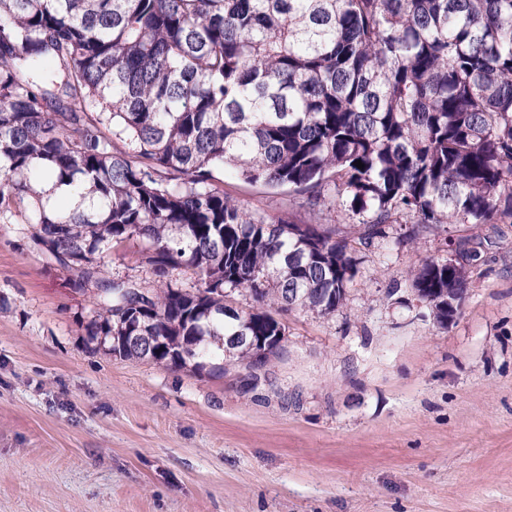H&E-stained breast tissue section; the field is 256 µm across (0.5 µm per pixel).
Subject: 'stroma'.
Returning <instances> with one entry per match:
<instances>
[{
  "label": "stroma",
  "mask_w": 512,
  "mask_h": 512,
  "mask_svg": "<svg viewBox=\"0 0 512 512\" xmlns=\"http://www.w3.org/2000/svg\"><path fill=\"white\" fill-rule=\"evenodd\" d=\"M219 189L266 221L352 223L341 201L247 184ZM371 245L333 314L283 315L264 379L225 362L198 375L112 355L91 337L92 292L0 220V512H512V223ZM459 255L466 298L440 325L410 288ZM138 243L103 275L150 289Z\"/></svg>",
  "instance_id": "35a3bbf8"
}]
</instances>
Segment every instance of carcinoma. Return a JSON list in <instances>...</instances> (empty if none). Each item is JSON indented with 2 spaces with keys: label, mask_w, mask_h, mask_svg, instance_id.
I'll return each instance as SVG.
<instances>
[{
  "label": "carcinoma",
  "mask_w": 512,
  "mask_h": 512,
  "mask_svg": "<svg viewBox=\"0 0 512 512\" xmlns=\"http://www.w3.org/2000/svg\"><path fill=\"white\" fill-rule=\"evenodd\" d=\"M226 168L358 221L273 227L214 187ZM16 215L86 268L76 289L104 280L103 247L145 242L157 287L97 289L89 335L113 355L263 367L286 335L265 307L335 313L351 237L400 215L415 237L512 223V0H0V219ZM411 286L446 326L467 275L431 258ZM240 288L258 308L225 314Z\"/></svg>",
  "instance_id": "cac0c4a2"
}]
</instances>
